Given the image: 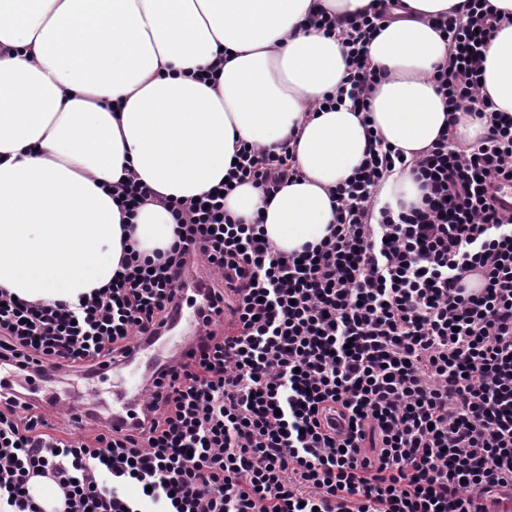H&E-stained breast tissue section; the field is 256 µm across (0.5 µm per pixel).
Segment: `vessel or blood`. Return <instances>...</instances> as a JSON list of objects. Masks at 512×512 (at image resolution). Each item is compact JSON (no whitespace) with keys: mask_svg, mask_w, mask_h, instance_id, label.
<instances>
[{"mask_svg":"<svg viewBox=\"0 0 512 512\" xmlns=\"http://www.w3.org/2000/svg\"><path fill=\"white\" fill-rule=\"evenodd\" d=\"M180 303L168 325L167 336L160 344L142 339L132 345L129 354L120 360L101 361L95 373L101 379L112 382V395L117 405L108 419L109 426L126 427L131 423L130 409L140 406L141 397L148 383L149 373L159 371L173 362L194 364L196 340L201 334V319L197 310L189 308L187 292H180ZM95 404V394L85 391L70 402L73 427H80L85 414Z\"/></svg>","mask_w":512,"mask_h":512,"instance_id":"b4317fda","label":"vessel or blood"}]
</instances>
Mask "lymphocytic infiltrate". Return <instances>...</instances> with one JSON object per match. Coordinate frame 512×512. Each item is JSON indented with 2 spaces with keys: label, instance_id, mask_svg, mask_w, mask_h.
Wrapping results in <instances>:
<instances>
[{
  "label": "lymphocytic infiltrate",
  "instance_id": "f902f5d3",
  "mask_svg": "<svg viewBox=\"0 0 512 512\" xmlns=\"http://www.w3.org/2000/svg\"><path fill=\"white\" fill-rule=\"evenodd\" d=\"M393 7L310 20L341 39L339 92L364 114L384 78L366 46ZM509 22L489 0H469L466 20L435 19L449 123L470 117L483 135L443 134L413 158L372 137L331 189L335 222L318 244L278 251L261 220L225 211L238 185L271 199L299 174L288 142H243L227 182L168 201L176 240L159 260L129 251L74 305L1 288L0 359L23 388L0 399V512H41L35 476L58 485L64 512H499L512 499V213L489 189L512 182V113L481 89ZM398 168L420 203L376 208ZM194 271L239 332L204 316L197 362L151 381L134 427L91 416L76 436L29 400L50 374L93 372L157 336Z\"/></svg>",
  "mask_w": 512,
  "mask_h": 512
}]
</instances>
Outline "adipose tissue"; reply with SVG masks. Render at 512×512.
Segmentation results:
<instances>
[{"label": "adipose tissue", "mask_w": 512, "mask_h": 512, "mask_svg": "<svg viewBox=\"0 0 512 512\" xmlns=\"http://www.w3.org/2000/svg\"><path fill=\"white\" fill-rule=\"evenodd\" d=\"M466 0H398L397 21L367 46L386 79L370 123L324 108L345 74L336 35L304 28L322 8L372 0H0V289L30 302L74 301L107 287L128 246L154 257L174 241L157 203L127 219L110 192L125 170L161 197L191 199L222 183L238 142L290 140L300 169L272 200L246 183L232 217H262L284 252L319 243L333 222L329 188L354 174L369 132L413 156L453 130L434 89L448 43L428 23ZM215 85L199 81L216 58ZM484 93L512 113V25L484 62Z\"/></svg>", "instance_id": "1"}]
</instances>
